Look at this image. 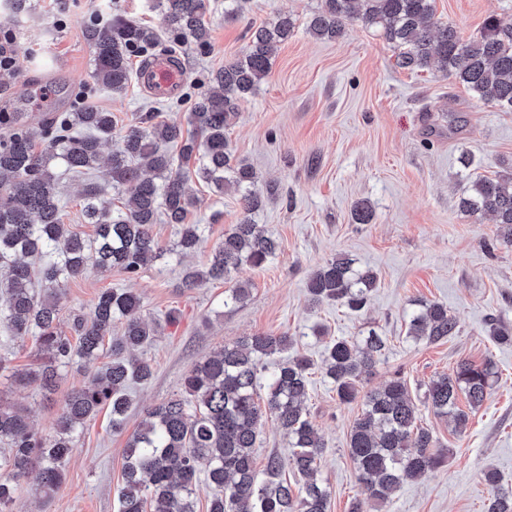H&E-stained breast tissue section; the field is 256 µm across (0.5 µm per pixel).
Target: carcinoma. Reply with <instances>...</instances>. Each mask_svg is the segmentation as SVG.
Instances as JSON below:
<instances>
[{
	"label": "carcinoma",
	"instance_id": "1",
	"mask_svg": "<svg viewBox=\"0 0 512 512\" xmlns=\"http://www.w3.org/2000/svg\"><path fill=\"white\" fill-rule=\"evenodd\" d=\"M434 2L320 0L308 29L318 39L335 40L348 22L359 19L380 28L398 50L399 67L413 71L436 64L480 100L512 110V20L490 16L478 37L464 40L454 27L434 21ZM160 4L169 33L198 47L208 45L206 0ZM293 29L288 15L257 28L242 56L208 75L212 88L193 103L191 135L144 113L125 129L120 146L104 166L102 137L112 136L115 117L83 106L52 112L37 129L17 125L0 140V323L16 337H33L46 352L37 371L18 372L15 380L34 377L51 391L58 371L75 358L95 359L106 345L110 350V360L88 383L66 395L52 435L33 430L26 408L0 399V445L8 448V455L0 459V470L7 471L0 476V512H15L18 482L31 473L44 494L53 493L63 480V464L78 429L107 404L112 430H122L129 407L127 390L153 375L149 363L129 357L156 335L141 317L140 297L110 289L101 292L89 314L73 317L72 339L59 328L69 280L81 275L90 262L99 270L118 267L135 276L150 261L193 253L202 233L201 225L186 223L192 201L185 185L193 176L218 192L235 186L244 216L224 233L205 269L186 271L182 287L224 280L244 263L259 267L276 255V241L251 218L262 206L261 197L251 189L255 172L232 155L228 131L239 103L268 76L274 46L287 41ZM92 40L96 81L120 92L130 80V54L148 53L157 36L147 27L106 26L93 30ZM38 140L46 143L40 151ZM168 144L179 148L182 160H198V166L174 167L173 157L162 149ZM60 166L89 178L104 167L112 188L132 186L123 208L114 211L99 198L96 186L87 185L82 212L95 228L91 238L61 220L56 191ZM459 208L503 224L512 233V178L475 179ZM160 214L167 223L180 225L179 238L171 246L152 233ZM376 284L373 270L355 266V260L344 255L314 270L307 291L315 306L337 303L358 312ZM116 322L123 325L119 336L112 335ZM456 329L447 306L421 302L409 317L407 335L433 343L454 335ZM290 345L286 335H254L227 344L188 370L180 396L145 408L125 448L118 512H195V489L202 479L213 488L208 512H328L330 490L317 478L324 443L304 406L312 369L306 357L276 364L266 384L265 409L288 437L292 454L286 459L269 455L262 480L255 468L262 417L255 403L259 373L264 359ZM386 349V338L372 331L362 346L338 337L324 352L325 376L335 386L338 400L362 401L347 442L363 495L351 512L388 502L404 482L442 462L432 431L418 424L419 408L402 377L360 391V382L375 371ZM491 378L490 365L461 361L453 373L430 382L424 406L451 417L460 430L468 415L458 407L459 395H465L471 408L479 407ZM287 468L302 476V487L294 490L282 478ZM486 512H512V493L496 495Z\"/></svg>",
	"mask_w": 512,
	"mask_h": 512
}]
</instances>
